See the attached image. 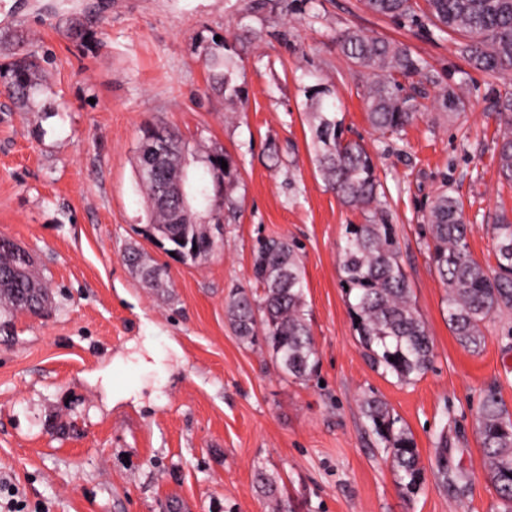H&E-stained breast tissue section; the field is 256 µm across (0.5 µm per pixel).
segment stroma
I'll use <instances>...</instances> for the list:
<instances>
[{
	"label": "stroma",
	"instance_id": "obj_1",
	"mask_svg": "<svg viewBox=\"0 0 512 512\" xmlns=\"http://www.w3.org/2000/svg\"><path fill=\"white\" fill-rule=\"evenodd\" d=\"M367 11L361 0H0V27L23 29L44 57L43 92L19 108L0 94V235L51 286L47 314L17 312L0 331V482L46 512H501L475 430L482 392L512 411V310L482 326L479 352L448 327L447 290L424 227L441 192L458 198L472 257L496 267L492 232L512 219L499 173L494 104L512 80L467 64L425 15ZM80 23L83 39L67 36ZM403 44L421 61L401 79L415 119L400 135L367 120L368 75L339 49L345 30ZM231 87L217 89L214 71ZM456 85L464 109L441 107ZM334 112L344 139L372 155L377 203L329 189L314 118ZM186 139V190L220 247L184 262L148 236L137 172L145 126ZM231 156L219 217L195 192L209 156ZM391 224L433 365L398 383L371 367L341 286L350 224ZM296 241L320 360L315 377L282 376L241 343L225 314L253 288L259 240ZM164 268L154 288L129 249ZM385 402L418 450L423 480L406 492L361 401ZM448 442L440 474L439 442ZM465 474L464 491L450 477Z\"/></svg>",
	"mask_w": 512,
	"mask_h": 512
}]
</instances>
